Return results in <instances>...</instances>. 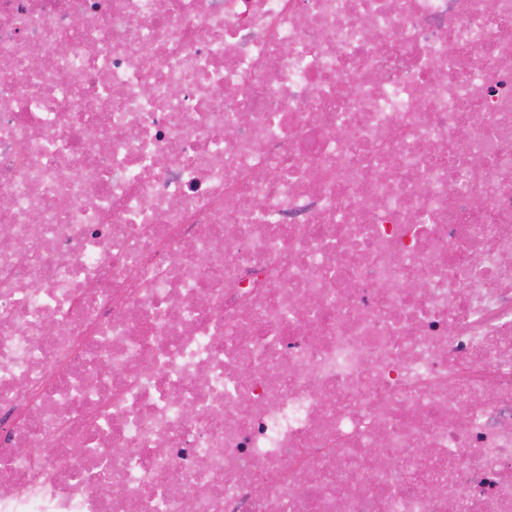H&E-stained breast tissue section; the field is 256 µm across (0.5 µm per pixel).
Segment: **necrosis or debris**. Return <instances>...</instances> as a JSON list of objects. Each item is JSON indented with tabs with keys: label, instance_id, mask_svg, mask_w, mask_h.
<instances>
[{
	"label": "necrosis or debris",
	"instance_id": "necrosis-or-debris-1",
	"mask_svg": "<svg viewBox=\"0 0 512 512\" xmlns=\"http://www.w3.org/2000/svg\"><path fill=\"white\" fill-rule=\"evenodd\" d=\"M1 198L0 512H512V0H0Z\"/></svg>",
	"mask_w": 512,
	"mask_h": 512
}]
</instances>
